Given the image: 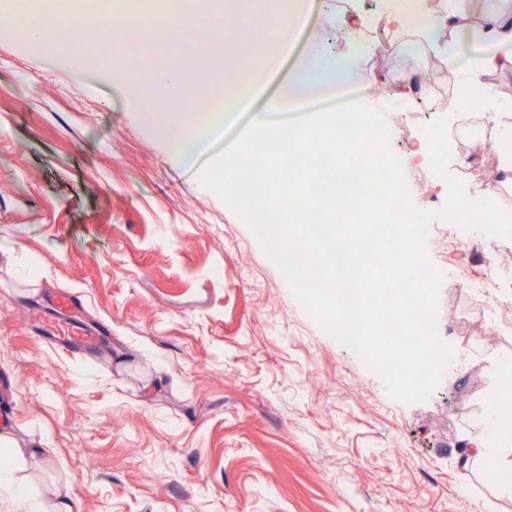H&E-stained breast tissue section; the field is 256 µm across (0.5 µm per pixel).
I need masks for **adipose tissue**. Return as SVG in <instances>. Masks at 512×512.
<instances>
[{
  "mask_svg": "<svg viewBox=\"0 0 512 512\" xmlns=\"http://www.w3.org/2000/svg\"><path fill=\"white\" fill-rule=\"evenodd\" d=\"M315 17V0H273L266 13L258 39L261 66L239 62L230 54L224 83L212 89L206 112H159L151 101L156 87H165L176 95L196 80L207 60L199 56L184 68L142 73L134 81V110L139 120L152 127L177 158L194 154V169L209 173L238 189L237 204L242 211L264 218L269 202L260 188L264 184L262 158L267 149L287 157L295 144V130L278 124L276 116L283 108L301 111L308 90L341 89L346 63L336 58L313 39H300L299 32ZM390 28L414 37L427 52L434 54L454 77L458 100L474 102L476 91L484 87L485 75L512 70V0H394L387 15ZM80 21L74 15L50 17L36 11L20 29L24 43L41 46L48 33L67 41ZM216 27L215 14L203 0H184L179 11L166 12L147 23H127L116 28L103 23L104 38L112 51L105 67L124 71L128 66L127 45L132 33L171 39L173 35H202ZM302 47L288 70L285 83L269 90L263 85L266 73L278 68L294 42ZM251 110L252 131L228 155L214 154L206 145L223 130L243 108ZM500 170L504 177L488 184L478 196L458 202L462 214H477L480 223L501 224L505 218L497 206L499 197L512 191V143L502 147Z\"/></svg>",
  "mask_w": 512,
  "mask_h": 512,
  "instance_id": "ef3b65f1",
  "label": "adipose tissue"
}]
</instances>
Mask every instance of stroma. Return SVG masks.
Returning a JSON list of instances; mask_svg holds the SVG:
<instances>
[{"label":"stroma","mask_w":512,"mask_h":512,"mask_svg":"<svg viewBox=\"0 0 512 512\" xmlns=\"http://www.w3.org/2000/svg\"><path fill=\"white\" fill-rule=\"evenodd\" d=\"M388 0H327L311 28L347 61L356 98L387 112V148L415 196L448 193L416 154L451 86L431 55L395 43ZM358 16L365 43L340 20ZM0 27V428L45 444L16 476L32 499L79 512H512L469 458L512 360V239L477 228L472 272L457 222L434 221L445 274L437 323L454 357L426 400L392 398L317 324L254 233L174 160L111 82L49 64ZM432 71V85L417 76ZM503 111L451 120L448 169L476 196L512 140V72L489 76ZM79 298L67 319L108 347L42 338L34 305Z\"/></svg>","instance_id":"stroma-1"}]
</instances>
